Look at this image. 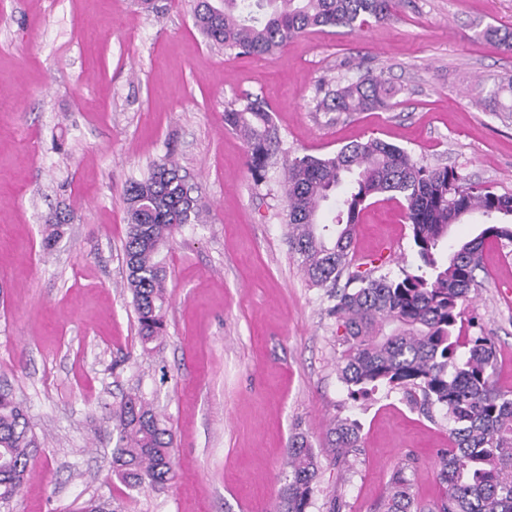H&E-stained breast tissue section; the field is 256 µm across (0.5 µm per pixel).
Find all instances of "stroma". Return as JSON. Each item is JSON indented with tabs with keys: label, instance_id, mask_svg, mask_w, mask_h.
<instances>
[{
	"label": "stroma",
	"instance_id": "obj_1",
	"mask_svg": "<svg viewBox=\"0 0 512 512\" xmlns=\"http://www.w3.org/2000/svg\"><path fill=\"white\" fill-rule=\"evenodd\" d=\"M0 0V389L43 443L9 512H274L288 441L322 462L309 512H380L403 471L419 501L446 486L450 423L379 388L352 400L337 365L342 334L325 289L288 247L282 166L255 184L224 109L267 103L290 156L379 138L431 166L512 193V0H398L388 20L326 28L261 57L209 45L193 0ZM396 89L388 107L319 112L324 83L365 72ZM172 155L198 186L205 223L168 242L167 334L144 352L126 286L125 190ZM72 220L53 250L49 213ZM415 263L398 201L362 214L351 273L399 276ZM464 309L494 338L492 380L512 391V246L486 243ZM149 400L174 434L177 478L128 489L112 473V419ZM347 416L361 446L332 463L325 434Z\"/></svg>",
	"mask_w": 512,
	"mask_h": 512
}]
</instances>
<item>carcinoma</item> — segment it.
Wrapping results in <instances>:
<instances>
[{
	"mask_svg": "<svg viewBox=\"0 0 512 512\" xmlns=\"http://www.w3.org/2000/svg\"><path fill=\"white\" fill-rule=\"evenodd\" d=\"M396 0H195L198 30L208 43L244 55L280 49L310 29H360L388 18ZM386 80L366 72L316 95L318 112H363L388 106ZM224 124L241 133L255 181L265 178L280 139L271 110L259 100L224 109ZM283 192L288 245L307 279L328 289L329 315L343 329L338 372L353 395L381 386L403 391L408 402L453 422L452 448L439 460L446 494L428 507L415 500L401 470L393 474L382 512H512V391L495 388V343L486 336L464 341L456 333L476 286L485 242L512 244V194L472 183L454 167H432L378 138L323 157L288 162ZM389 193L403 202L417 265L402 276L355 275L350 265L359 214ZM126 283L143 348L166 333V257L169 239L185 224L202 223L205 205L170 156L125 192ZM71 220L56 211L47 220L42 248L53 249ZM468 221L480 225L472 239L450 248L448 231ZM118 430L112 472L128 488L162 489L175 478L174 435L153 405L130 396L113 412ZM329 447L346 457L360 447V427L337 418ZM41 442L24 408L0 391V505H7L31 474ZM287 467L276 512H309L322 469L307 437L288 443Z\"/></svg>",
	"mask_w": 512,
	"mask_h": 512,
	"instance_id": "cac0c4a2",
	"label": "carcinoma"
}]
</instances>
